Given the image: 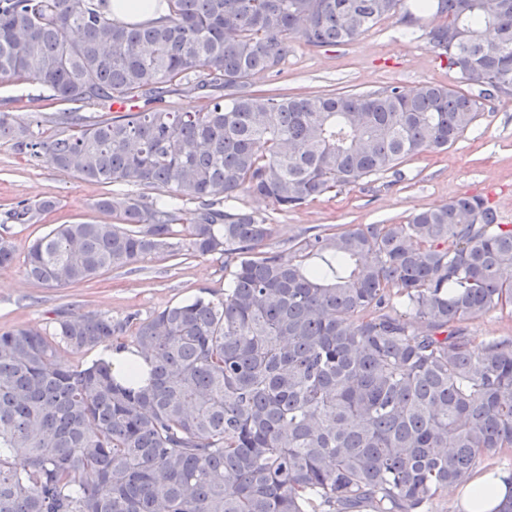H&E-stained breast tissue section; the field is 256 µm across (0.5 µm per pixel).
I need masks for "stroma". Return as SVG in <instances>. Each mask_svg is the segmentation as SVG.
Wrapping results in <instances>:
<instances>
[{
    "label": "stroma",
    "mask_w": 512,
    "mask_h": 512,
    "mask_svg": "<svg viewBox=\"0 0 512 512\" xmlns=\"http://www.w3.org/2000/svg\"><path fill=\"white\" fill-rule=\"evenodd\" d=\"M282 69L278 77L269 72L254 75L247 89L321 94L367 92L389 85L408 91L423 84L460 86L457 74L438 57L424 31H407L397 15L344 45L298 47ZM73 111L93 118L107 109L51 103L41 98L37 87L27 84L0 86V113L47 119ZM111 193L110 186L59 172L45 159L18 153L10 142L0 140V215L21 200L51 198L59 203L38 223L0 225V236L13 243L18 258L11 268L0 269V329H42L64 312H101L115 320L135 313L144 319L199 296L223 298L224 258L217 254L185 260L152 254L79 286L48 287L27 277L22 260L30 243L59 224L102 220L95 204ZM463 194L485 196L501 223L512 225V98L484 100L474 126L454 144L405 162L399 174L360 180L294 210L282 211L247 195L239 203L260 211L272 224L264 250L284 252L331 224L403 223L418 211Z\"/></svg>",
    "instance_id": "1"
}]
</instances>
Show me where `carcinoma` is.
I'll return each instance as SVG.
<instances>
[{"mask_svg":"<svg viewBox=\"0 0 512 512\" xmlns=\"http://www.w3.org/2000/svg\"><path fill=\"white\" fill-rule=\"evenodd\" d=\"M148 23L106 0H0V85L81 104L147 108L91 121L0 113V139L85 181L151 187L101 198L119 223L61 224L26 274L79 284L158 253L224 256V298L124 321L88 312L0 330V512H425L485 457L512 452V337L462 323L512 314V227L461 195L404 224L345 225L258 252L267 218L239 194L298 208L446 149L484 96H512V0H419L428 37L474 95L423 84L257 94L296 47L354 41L403 0H164ZM182 86L205 99L176 112ZM188 204L194 205L186 210ZM56 208L18 203L27 224ZM190 218H184L185 212ZM321 263L312 264L310 259ZM16 260L0 238V269ZM148 372L117 378L58 350L113 343Z\"/></svg>","mask_w":512,"mask_h":512,"instance_id":"cac0c4a2","label":"carcinoma"}]
</instances>
